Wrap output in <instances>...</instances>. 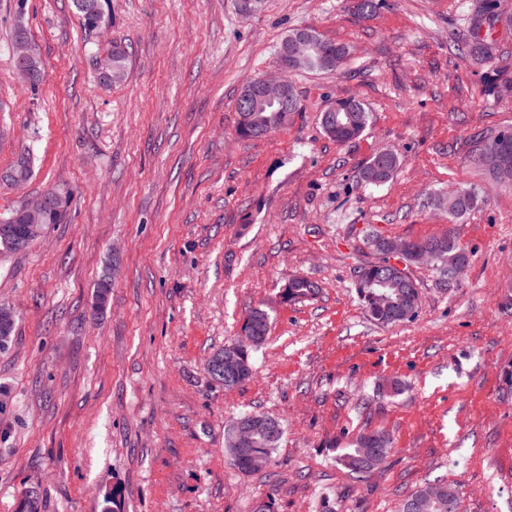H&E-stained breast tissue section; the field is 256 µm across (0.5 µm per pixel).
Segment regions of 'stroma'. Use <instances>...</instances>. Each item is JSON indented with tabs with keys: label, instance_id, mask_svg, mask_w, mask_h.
Listing matches in <instances>:
<instances>
[{
	"label": "stroma",
	"instance_id": "stroma-1",
	"mask_svg": "<svg viewBox=\"0 0 512 512\" xmlns=\"http://www.w3.org/2000/svg\"><path fill=\"white\" fill-rule=\"evenodd\" d=\"M474 0H386L371 17L348 0H107L109 22L85 35L72 0H28L26 22L45 79L13 64L16 0H0V171L30 152L22 189L0 185V208L51 189L71 192L67 223L0 262V303L16 331L0 352V512L38 485L46 512H398L422 486L454 487L460 512H512V185L491 184L467 151L512 129V28L497 27L494 63L448 47ZM349 45L335 72L290 74L303 110L259 138L237 133L238 95L273 73L290 29ZM129 47L119 85L95 56ZM354 97L365 134L339 145L319 115ZM403 158L375 187L359 171L376 152ZM475 187L485 203L449 221L427 196ZM454 233L468 255L444 281L410 266L416 316L368 320L355 272L373 237L423 241ZM112 273L103 311L97 283ZM321 287L305 305L281 288ZM270 316L254 372L231 390L207 359L237 338L254 308ZM400 381L397 395L378 386ZM284 428L270 473L241 474L224 433L244 412ZM382 430L392 451L358 482L337 443ZM284 286L285 288L281 290L282 297L286 302L293 304L309 303L315 300L319 293L318 285L302 276H293Z\"/></svg>",
	"mask_w": 512,
	"mask_h": 512
}]
</instances>
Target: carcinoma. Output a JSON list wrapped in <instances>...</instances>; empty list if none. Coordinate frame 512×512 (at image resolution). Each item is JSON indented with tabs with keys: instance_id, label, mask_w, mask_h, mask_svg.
<instances>
[{
	"instance_id": "1",
	"label": "carcinoma",
	"mask_w": 512,
	"mask_h": 512,
	"mask_svg": "<svg viewBox=\"0 0 512 512\" xmlns=\"http://www.w3.org/2000/svg\"><path fill=\"white\" fill-rule=\"evenodd\" d=\"M84 32L94 33L105 26L109 17L102 0H74ZM502 13L498 10L497 0H480L466 19L465 27L448 30V45L457 53L476 64H488L492 60L493 26H488L484 35L476 32V24L483 18L493 22L499 20ZM349 55L348 47L342 43L318 39L312 47L305 50L302 69L308 71L333 72L338 70ZM106 72L100 78L108 84L123 82L127 74L128 47L115 42L105 54ZM291 103L288 108L266 102L255 97L247 105L237 104L239 111L238 134L243 138H261L288 124V121L302 111V103L294 85L288 86ZM321 125L325 133L340 145L358 140L365 133L370 112L359 99L346 98L321 113ZM512 154V129L509 134L499 133L495 138L476 148L471 153V161L477 168L498 176L497 165L492 157L502 149ZM402 157L396 152H377L372 155L360 169L361 181L373 186L389 183L399 170ZM63 203L43 208L39 223L43 230L52 224L65 222L72 204V194L59 193ZM484 202L481 192L468 194L460 188L427 199L426 204L440 208L448 213L449 221L459 219ZM34 240L21 241L17 236H0V257H7L27 250ZM381 257L360 266L355 276V288L367 316L383 327L395 326L415 317L420 304V294L416 283L395 274L389 267L387 241L376 243ZM408 263L418 262L417 256L423 249L433 253V265L445 278L454 277V269L467 263L468 255L460 246L455 236L445 235L424 241L408 243ZM285 301L293 304H305L316 299L319 287L313 281L294 276L281 290ZM242 331L255 336V344L241 351L244 363L243 375L232 377L224 372V366L208 372L210 381L230 390L249 381L253 373V351L266 341L269 332V314L261 309L251 310L242 324ZM280 444V439L272 438L266 431L254 432L250 452L237 454V445L231 432H225V453L232 465L242 474L249 475L266 469L272 462L273 454ZM391 448V439L381 431L359 435L348 447L342 449L338 461L350 474L361 476L376 470L385 461ZM453 499L454 512H459L460 500L457 491L446 484L427 485L408 496L401 504L400 512H448V499ZM16 512H45V499L41 487L33 485L23 492Z\"/></svg>"
}]
</instances>
